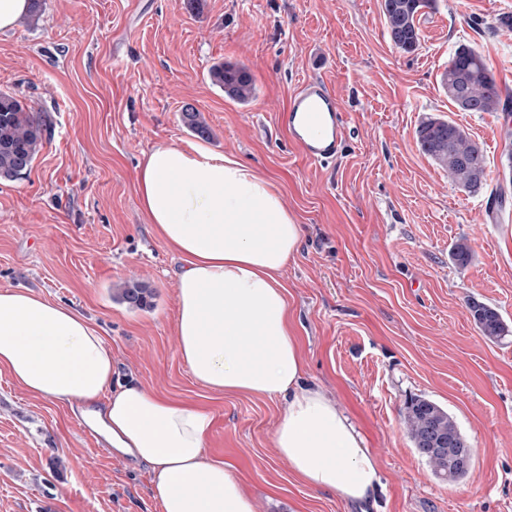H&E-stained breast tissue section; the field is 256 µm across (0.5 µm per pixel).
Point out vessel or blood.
<instances>
[{
  "label": "vessel or blood",
  "mask_w": 512,
  "mask_h": 512,
  "mask_svg": "<svg viewBox=\"0 0 512 512\" xmlns=\"http://www.w3.org/2000/svg\"><path fill=\"white\" fill-rule=\"evenodd\" d=\"M284 121L290 138L308 161L325 164L340 155L346 113L321 78L310 77L298 84Z\"/></svg>",
  "instance_id": "1"
}]
</instances>
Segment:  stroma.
I'll use <instances>...</instances> for the list:
<instances>
[{"instance_id": "1", "label": "stroma", "mask_w": 512, "mask_h": 512, "mask_svg": "<svg viewBox=\"0 0 512 512\" xmlns=\"http://www.w3.org/2000/svg\"><path fill=\"white\" fill-rule=\"evenodd\" d=\"M382 0H39L0 34V91L53 117L30 170L0 182V289L26 288L89 318L120 381L209 410L207 453L231 463L255 512H512V335L486 340L466 308L512 327V0H436L411 55L386 35ZM475 47L502 92L496 112L458 111L439 79ZM218 62L245 65L257 96L214 86ZM325 80L347 116L335 163L304 160L282 123L298 83ZM275 184L304 234L280 277L305 379L363 435L380 484L352 504L314 489L281 457L287 404L210 392L176 353V254L145 224L138 166L160 143L196 137ZM438 115L484 148L487 188L471 194L419 149ZM467 239L473 259L450 250ZM136 279L154 306L113 296ZM433 400L473 448L464 479L437 478L402 423L408 398ZM0 512H159L146 466L85 437L79 412L0 374Z\"/></svg>"}]
</instances>
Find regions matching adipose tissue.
<instances>
[{"label":"adipose tissue","mask_w":512,"mask_h":512,"mask_svg":"<svg viewBox=\"0 0 512 512\" xmlns=\"http://www.w3.org/2000/svg\"><path fill=\"white\" fill-rule=\"evenodd\" d=\"M140 211L178 255L177 354L206 390L286 399L275 446L308 485L368 499L375 457L349 418L304 380L281 269L302 227L279 192L236 158L163 143L138 168ZM79 407L106 443L146 463L161 512H254L230 464L206 448L213 417L131 380L113 387L112 351L80 313L27 289L0 290V373Z\"/></svg>","instance_id":"1"}]
</instances>
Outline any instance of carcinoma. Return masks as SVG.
Listing matches in <instances>:
<instances>
[{
  "label": "carcinoma",
  "instance_id": "obj_1",
  "mask_svg": "<svg viewBox=\"0 0 512 512\" xmlns=\"http://www.w3.org/2000/svg\"><path fill=\"white\" fill-rule=\"evenodd\" d=\"M435 4L436 0H383L387 36L396 50L411 54L418 49L417 16ZM209 76L214 85L240 104H248L256 97L254 80L242 65L215 63L209 69ZM440 88L460 112H495L501 104V92L482 56L467 44H460L454 50L440 76ZM181 122L201 138L210 135L202 113L196 110L181 113ZM51 126L49 113L35 112L24 99L0 91V180H16L27 173ZM416 136L421 151L447 172L448 179L458 187L477 193L486 185L482 149L460 125L430 116L421 122ZM451 258L457 268H465L472 259L468 242H456ZM153 298V289L138 280H129L116 291L118 301L139 310L152 308ZM468 310L476 327L489 341L499 342L509 335L507 324L494 306L472 301ZM402 416L415 450L435 476L454 483L469 474L473 464L471 446L446 409L417 396L405 402ZM437 437L448 440L451 453L431 451L430 443Z\"/></svg>",
  "mask_w": 512,
  "mask_h": 512
}]
</instances>
